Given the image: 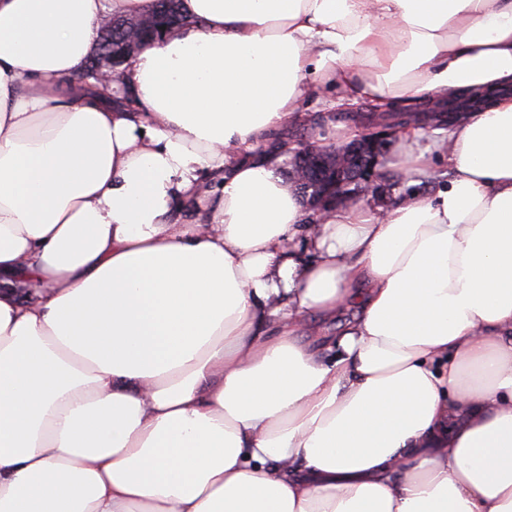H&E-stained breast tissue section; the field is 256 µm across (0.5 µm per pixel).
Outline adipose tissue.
Listing matches in <instances>:
<instances>
[{
	"mask_svg": "<svg viewBox=\"0 0 512 512\" xmlns=\"http://www.w3.org/2000/svg\"><path fill=\"white\" fill-rule=\"evenodd\" d=\"M153 8L0 0V512H512V96L402 132L387 208L253 157L310 79L512 83V0H181L137 111L82 95Z\"/></svg>",
	"mask_w": 512,
	"mask_h": 512,
	"instance_id": "ef3b65f1",
	"label": "adipose tissue"
}]
</instances>
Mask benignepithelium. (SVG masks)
Returning a JSON list of instances; mask_svg holds the SVG:
<instances>
[{
    "instance_id": "obj_1",
    "label": "benign epithelium",
    "mask_w": 512,
    "mask_h": 512,
    "mask_svg": "<svg viewBox=\"0 0 512 512\" xmlns=\"http://www.w3.org/2000/svg\"><path fill=\"white\" fill-rule=\"evenodd\" d=\"M101 38L94 53L92 75L102 86L117 82V59L112 56V20L101 24ZM162 27L149 19L131 36L129 51L147 41L160 39ZM381 138L370 133H362L347 143L336 145L315 142L304 151L289 152L301 158L310 155L327 158L330 164L325 167L310 168L304 164L295 167L294 175L307 183L313 194L308 202L320 212L328 203H334L355 190L365 194L372 190V178L378 164Z\"/></svg>"
}]
</instances>
